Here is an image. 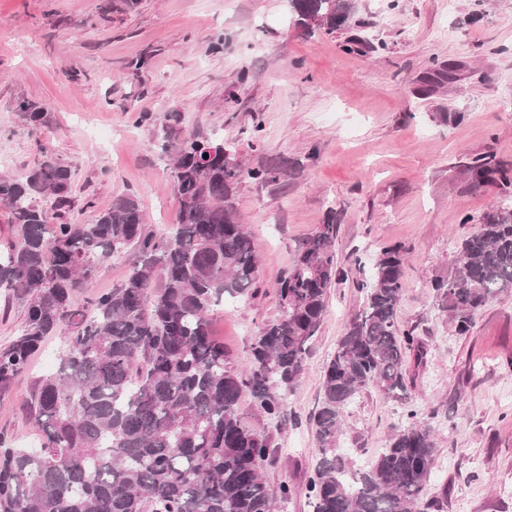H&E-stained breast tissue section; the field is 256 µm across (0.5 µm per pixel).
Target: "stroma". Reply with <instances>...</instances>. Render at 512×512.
Listing matches in <instances>:
<instances>
[{
  "instance_id": "obj_1",
  "label": "stroma",
  "mask_w": 512,
  "mask_h": 512,
  "mask_svg": "<svg viewBox=\"0 0 512 512\" xmlns=\"http://www.w3.org/2000/svg\"><path fill=\"white\" fill-rule=\"evenodd\" d=\"M353 37L364 47L343 52ZM436 62L453 79L421 92ZM24 100L44 108L43 124L23 120ZM169 112L180 113L183 130L234 146L246 166L274 162L286 172L275 184L244 181L234 197L262 289L209 315L232 366L250 363L263 324L278 316V279L303 242L321 224L337 226L346 276L329 290L288 397L296 425L275 429L249 398L239 402L244 422L272 437L267 481L296 489L280 512H309V417L322 370L362 308L358 285L371 260L394 244L406 250L397 321L426 353L406 359V399L375 389L358 396L338 445L368 464L405 412L419 410L437 446L428 493L448 489L441 512H512V371L503 366L512 291L458 335L431 286L455 271L461 240L512 202L498 185L472 187L465 171L483 153L512 168V0H355L334 35L297 27L286 0H138L131 10L123 0H0V173L24 174L44 146L72 171L73 219L91 220L128 193L151 229L169 228L178 216L173 154L161 148ZM60 349L48 337L0 397V434L20 447L38 443L24 404Z\"/></svg>"
}]
</instances>
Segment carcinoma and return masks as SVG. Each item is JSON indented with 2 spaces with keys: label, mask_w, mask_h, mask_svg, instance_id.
Segmentation results:
<instances>
[{
  "label": "carcinoma",
  "mask_w": 512,
  "mask_h": 512,
  "mask_svg": "<svg viewBox=\"0 0 512 512\" xmlns=\"http://www.w3.org/2000/svg\"><path fill=\"white\" fill-rule=\"evenodd\" d=\"M308 32L343 29L350 0H288ZM18 112L37 127L44 109ZM172 190L178 222L156 232L130 194L89 222L70 217L71 169L41 152L20 177L0 175V202L12 215L15 242L0 253V291L24 308L17 336L0 345V396L26 372L48 336L64 348L54 373L40 377L28 403L41 426L36 448L0 435V512H276L295 493L270 489L262 472L271 437L238 412L254 410L281 428L288 395L326 313L328 290L345 276L333 251L337 227L322 224L278 280L279 315L253 347L251 365L230 366L209 312L227 299L260 292L257 257L233 204L239 183H276L277 164L247 167L235 149L189 132L174 139ZM471 182L512 176L491 154L465 165ZM60 222L51 224L42 200ZM130 249L139 254L124 281L92 291L100 267ZM405 250L383 248L362 284L364 306L346 325L322 375L312 417L316 455L306 476L311 512H427L436 466L433 431L410 409L388 448L367 466L337 448L350 404L365 390L406 391L405 358L425 353L414 330L397 323ZM432 287L455 333L498 294L512 291V206L488 215L461 242L459 267ZM85 304H73L75 294Z\"/></svg>",
  "instance_id": "cac0c4a2"
}]
</instances>
